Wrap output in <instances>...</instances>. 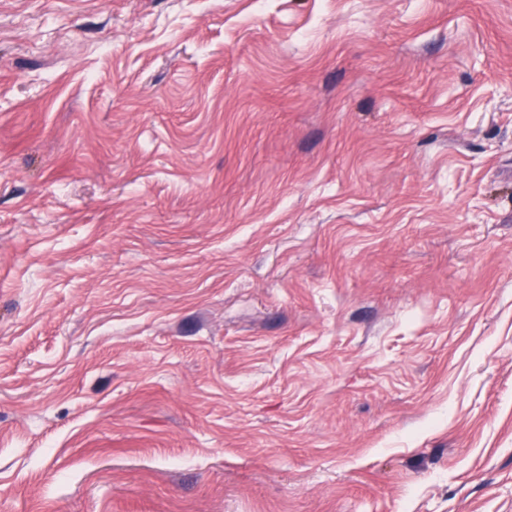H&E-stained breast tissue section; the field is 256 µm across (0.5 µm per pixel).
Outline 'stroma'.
Listing matches in <instances>:
<instances>
[{"mask_svg":"<svg viewBox=\"0 0 512 512\" xmlns=\"http://www.w3.org/2000/svg\"><path fill=\"white\" fill-rule=\"evenodd\" d=\"M0 512H512V0H0Z\"/></svg>","mask_w":512,"mask_h":512,"instance_id":"35a3bbf8","label":"stroma"}]
</instances>
